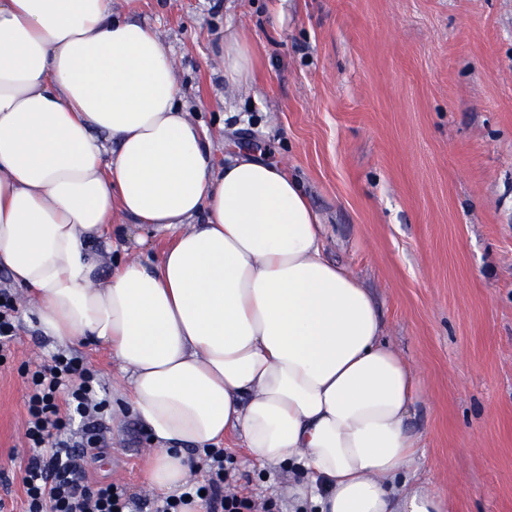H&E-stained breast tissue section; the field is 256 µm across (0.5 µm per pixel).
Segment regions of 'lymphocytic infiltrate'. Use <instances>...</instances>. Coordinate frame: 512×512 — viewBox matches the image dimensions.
<instances>
[{"instance_id": "1", "label": "lymphocytic infiltrate", "mask_w": 512, "mask_h": 512, "mask_svg": "<svg viewBox=\"0 0 512 512\" xmlns=\"http://www.w3.org/2000/svg\"><path fill=\"white\" fill-rule=\"evenodd\" d=\"M21 375L28 387V448L19 465L26 512H181L198 497L208 512H275L273 501L256 503L229 490L220 448L205 449L203 480L160 501L88 482L84 463L107 444L108 403L96 374L78 356L57 352L23 364Z\"/></svg>"}]
</instances>
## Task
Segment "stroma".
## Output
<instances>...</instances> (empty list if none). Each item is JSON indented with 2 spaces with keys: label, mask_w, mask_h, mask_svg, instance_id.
Masks as SVG:
<instances>
[{
  "label": "stroma",
  "mask_w": 512,
  "mask_h": 512,
  "mask_svg": "<svg viewBox=\"0 0 512 512\" xmlns=\"http://www.w3.org/2000/svg\"><path fill=\"white\" fill-rule=\"evenodd\" d=\"M141 21L176 59L187 116L216 167L228 146L278 159L325 226L327 258L371 288L387 340L425 393L416 480L448 512H512V0H142ZM234 24L254 81L229 88L216 45ZM168 233L113 219L102 276L155 261ZM20 308L14 358L0 366V470L25 499L20 366L59 351L33 300L0 269ZM109 402V446L89 482L150 493L154 442L121 402L109 351L73 345ZM232 487L294 512L288 473L226 439Z\"/></svg>",
  "instance_id": "1"
}]
</instances>
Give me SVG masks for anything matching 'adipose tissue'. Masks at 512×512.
<instances>
[{"mask_svg":"<svg viewBox=\"0 0 512 512\" xmlns=\"http://www.w3.org/2000/svg\"><path fill=\"white\" fill-rule=\"evenodd\" d=\"M139 5L0 0V268L35 292L45 336L110 349L156 443L157 493H181L188 447L233 434L259 464L300 472L288 494L316 512H447L407 483L419 382L369 288L325 257L323 224L276 161L215 169ZM219 51L227 83L249 85L245 36L226 27ZM116 211L175 236L103 284L91 243Z\"/></svg>","mask_w":512,"mask_h":512,"instance_id":"1","label":"adipose tissue"}]
</instances>
